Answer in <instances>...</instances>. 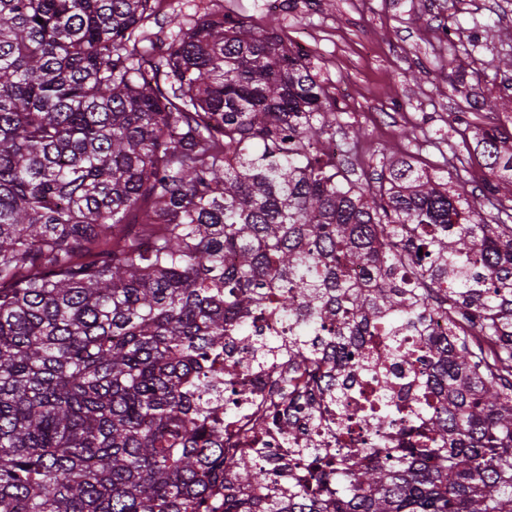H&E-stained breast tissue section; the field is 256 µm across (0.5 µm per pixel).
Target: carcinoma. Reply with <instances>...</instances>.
<instances>
[{"mask_svg": "<svg viewBox=\"0 0 512 512\" xmlns=\"http://www.w3.org/2000/svg\"><path fill=\"white\" fill-rule=\"evenodd\" d=\"M155 3L0 0V512H512V214L407 160L351 180L283 35L153 40ZM473 152L512 185V138ZM270 310L287 338L253 335ZM230 337L338 432L343 376L375 384L365 447L289 448L315 496L228 456Z\"/></svg>", "mask_w": 512, "mask_h": 512, "instance_id": "obj_1", "label": "carcinoma"}]
</instances>
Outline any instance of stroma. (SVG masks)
Returning <instances> with one entry per match:
<instances>
[{
	"mask_svg": "<svg viewBox=\"0 0 512 512\" xmlns=\"http://www.w3.org/2000/svg\"><path fill=\"white\" fill-rule=\"evenodd\" d=\"M160 0L164 34L220 10L307 45L351 180L404 158L447 179L459 129L512 133V0Z\"/></svg>",
	"mask_w": 512,
	"mask_h": 512,
	"instance_id": "35a3bbf8",
	"label": "stroma"
}]
</instances>
